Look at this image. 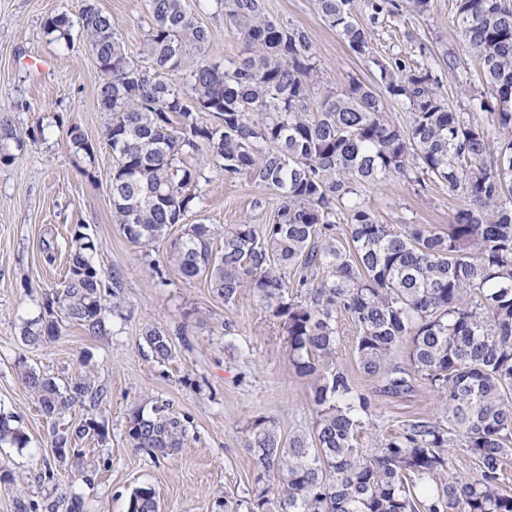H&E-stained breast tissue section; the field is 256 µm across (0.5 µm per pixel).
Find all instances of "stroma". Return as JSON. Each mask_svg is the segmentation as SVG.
I'll return each instance as SVG.
<instances>
[{
  "instance_id": "stroma-1",
  "label": "stroma",
  "mask_w": 512,
  "mask_h": 512,
  "mask_svg": "<svg viewBox=\"0 0 512 512\" xmlns=\"http://www.w3.org/2000/svg\"><path fill=\"white\" fill-rule=\"evenodd\" d=\"M199 25L210 33L205 54L220 61L245 55L248 46L233 32L223 11L188 0ZM108 13L129 52L139 53L148 30L142 0H97ZM270 19L305 28L316 48L326 88L338 91L350 79L372 82L369 63L354 55L335 30L320 19L315 0H264ZM83 0H0V108H13L27 130L24 147L10 165L0 164V410L13 415L28 435L25 448L0 447V471L13 482L0 486V512H32L61 496L78 493L83 512H127L134 488L155 492L159 512H224L247 500L257 471L245 447L252 423L274 421L289 436L311 431L315 422L310 383L288 360L279 319L253 289L231 304L214 296L204 280L183 283L168 266L164 245L149 251L129 243L112 221V151L104 140L109 114L97 99L99 69L82 39L64 47L44 32L47 17L67 12L80 17ZM432 43L455 41L454 0H431L422 16L403 13L389 26L373 30L375 55L412 53V38ZM82 126L97 146L94 163L71 150L59 119ZM201 188L203 207L187 222L216 232L245 221L262 225L278 199L273 191L244 178L208 171ZM365 196L386 224H425L444 232L463 201L442 182L418 187L403 179L367 187ZM268 201L254 209V198ZM87 225L98 244L95 263L105 278L123 284V314L106 319L107 332L86 334L64 322L58 335L39 347L23 343L24 321L42 312L67 271L66 243L75 225ZM232 333H225V322ZM167 328L175 344L167 361L153 358L143 340L146 326ZM344 343L341 366L372 401L374 416L359 429L357 445L371 452L379 441L413 419L439 420V398L426 386L394 398L358 368L356 329L340 320ZM64 382L90 374L105 396L96 407L105 440H86L88 458L97 460L91 481L72 466H55L53 479H41L51 459V431L80 420L75 407L56 420L43 415L37 398L22 383L18 367ZM168 402L190 415L182 448L157 460L131 447L127 420L137 408Z\"/></svg>"
}]
</instances>
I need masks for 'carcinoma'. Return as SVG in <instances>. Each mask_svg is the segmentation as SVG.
Segmentation results:
<instances>
[{"label":"carcinoma","mask_w":512,"mask_h":512,"mask_svg":"<svg viewBox=\"0 0 512 512\" xmlns=\"http://www.w3.org/2000/svg\"><path fill=\"white\" fill-rule=\"evenodd\" d=\"M255 51L224 64L191 59L209 43L185 0H143L149 20L143 66L93 3L82 7L79 33L100 72L97 87L111 113L104 130L112 150V219L138 248L164 241L166 260L192 283L203 279L228 305L249 287L282 322L288 359L311 382L312 433L283 438L274 422L254 421L246 444L259 484L247 512H512L504 460L512 455V0H455L460 31L481 65L487 91L463 108L449 104L443 74L462 61L453 49L433 53L416 45L424 63L403 55L378 57L370 31L354 19V0H315L321 20L357 56L373 65L381 88L351 79L326 91L310 111L321 68L303 28L271 20L263 0H212ZM430 0H363L372 26L403 11L425 14ZM73 21L62 11L45 32L65 45ZM181 75L184 89L171 77ZM408 112L394 123L388 107ZM214 118L201 120V113ZM75 153L94 160L97 145L76 122L66 124ZM24 144L15 118L0 110V164ZM205 145L206 161L181 165ZM214 165L274 191L280 205L262 227L233 224L213 251L214 229L185 224L200 208L199 184ZM401 178L420 186L438 180L464 199L455 223L440 233L421 224H384L363 194ZM349 226L351 248L336 243L337 220ZM98 244L78 224L67 242L68 276L44 312L24 322L22 340L44 345L63 321L91 336L106 332V313L122 314V285L107 283L94 262ZM357 331L363 372L399 397L418 383L436 392L448 425L416 419L380 441L370 454L356 434L372 418L369 397L339 365V316ZM153 358L173 356L169 331L142 333ZM405 349L407 364H392ZM23 383L52 420L102 399L87 374L60 384L19 366ZM190 416L166 403L129 416L131 446L166 458L188 433ZM106 437L105 426L84 417L53 429L52 448L65 462L83 457L77 444ZM26 434L0 412V446L24 448ZM462 449L478 462L468 479L453 473ZM45 512H82L74 494ZM128 512H158L150 487L130 494Z\"/></svg>","instance_id":"obj_1"}]
</instances>
